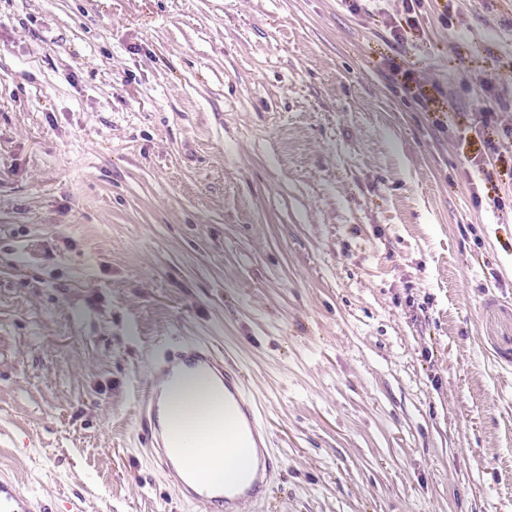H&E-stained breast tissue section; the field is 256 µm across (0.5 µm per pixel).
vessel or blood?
<instances>
[{"label":"vessel or blood","mask_w":512,"mask_h":512,"mask_svg":"<svg viewBox=\"0 0 512 512\" xmlns=\"http://www.w3.org/2000/svg\"><path fill=\"white\" fill-rule=\"evenodd\" d=\"M188 370L213 374L223 388L224 401L237 421L235 430L224 435L225 447L244 448L249 441L259 440L262 436L266 426L257 405L246 394L240 370L209 345L194 342L165 351L153 363L139 399L141 441L151 449L180 502L198 508L199 512H239L242 503L266 497L270 478L282 468L283 459L273 451L258 448L255 474L238 492L224 484L207 481L187 466L186 456L197 455L201 445L189 432L171 436L163 421L160 384L176 380ZM0 512H52V509L47 501L33 497L10 477L0 473Z\"/></svg>","instance_id":"obj_1"}]
</instances>
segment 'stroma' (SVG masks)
<instances>
[{
  "instance_id": "35a3bbf8",
  "label": "stroma",
  "mask_w": 512,
  "mask_h": 512,
  "mask_svg": "<svg viewBox=\"0 0 512 512\" xmlns=\"http://www.w3.org/2000/svg\"><path fill=\"white\" fill-rule=\"evenodd\" d=\"M0 0V471L175 512L162 348L229 356L242 512H512V0Z\"/></svg>"
}]
</instances>
